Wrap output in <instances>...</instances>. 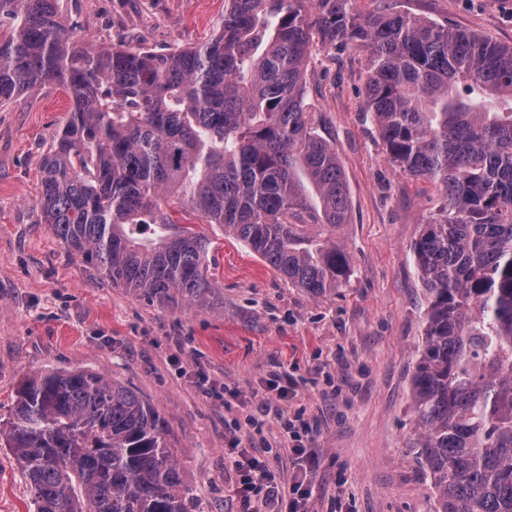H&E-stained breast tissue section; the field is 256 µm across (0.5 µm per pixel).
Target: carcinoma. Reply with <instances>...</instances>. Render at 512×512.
I'll return each instance as SVG.
<instances>
[{
    "label": "carcinoma",
    "mask_w": 512,
    "mask_h": 512,
    "mask_svg": "<svg viewBox=\"0 0 512 512\" xmlns=\"http://www.w3.org/2000/svg\"><path fill=\"white\" fill-rule=\"evenodd\" d=\"M349 3L224 0L218 35L160 52L73 41L59 0H0V105L68 92L38 207L113 285L161 306L219 299L192 215L317 299L350 278L323 235L346 223L349 194L305 73L318 43L362 47L386 161L440 190L413 245L427 300L416 458L435 512H512V46ZM0 438L36 512H193L166 420L102 373L26 379Z\"/></svg>",
    "instance_id": "carcinoma-1"
}]
</instances>
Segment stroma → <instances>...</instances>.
<instances>
[{
	"mask_svg": "<svg viewBox=\"0 0 512 512\" xmlns=\"http://www.w3.org/2000/svg\"><path fill=\"white\" fill-rule=\"evenodd\" d=\"M449 23L512 45V0H355ZM75 39L164 50L205 44L224 0H61ZM366 56L316 48L308 100L339 156L350 195L337 244L352 276L315 299L293 288L218 224L193 221L212 242L224 299L208 307L151 305L113 286L40 221L39 165L71 108L44 86L0 106V420L23 381L46 371L106 374L168 422L196 498L195 512H242L231 440L262 448L280 436L262 412L268 381L302 385L290 410L311 427L316 455L309 512H434L412 448L411 380L425 297L412 247L438 207L426 179L395 170L363 110ZM0 512H36L12 449L0 442Z\"/></svg>",
	"mask_w": 512,
	"mask_h": 512,
	"instance_id": "stroma-1",
	"label": "stroma"
}]
</instances>
